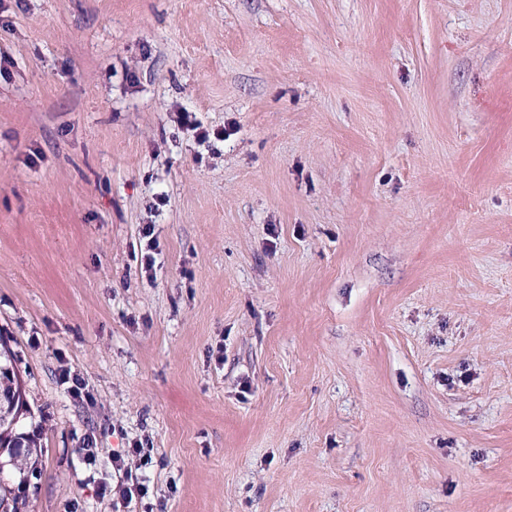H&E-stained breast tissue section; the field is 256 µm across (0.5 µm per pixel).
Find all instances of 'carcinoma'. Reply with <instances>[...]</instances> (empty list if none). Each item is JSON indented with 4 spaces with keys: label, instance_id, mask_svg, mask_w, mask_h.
<instances>
[{
    "label": "carcinoma",
    "instance_id": "cac0c4a2",
    "mask_svg": "<svg viewBox=\"0 0 512 512\" xmlns=\"http://www.w3.org/2000/svg\"><path fill=\"white\" fill-rule=\"evenodd\" d=\"M17 374L0 375V400L9 405L13 398V384ZM37 454L34 436L21 430V425L6 424L0 427V460L6 459L9 469L0 475V504L6 503L9 512H22L26 502L14 494L11 484L14 474H20V481H25L29 471L35 465L33 456Z\"/></svg>",
    "mask_w": 512,
    "mask_h": 512
}]
</instances>
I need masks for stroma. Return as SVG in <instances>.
<instances>
[{
  "label": "stroma",
  "instance_id": "obj_1",
  "mask_svg": "<svg viewBox=\"0 0 512 512\" xmlns=\"http://www.w3.org/2000/svg\"><path fill=\"white\" fill-rule=\"evenodd\" d=\"M0 55L27 512H512V0H0Z\"/></svg>",
  "mask_w": 512,
  "mask_h": 512
}]
</instances>
